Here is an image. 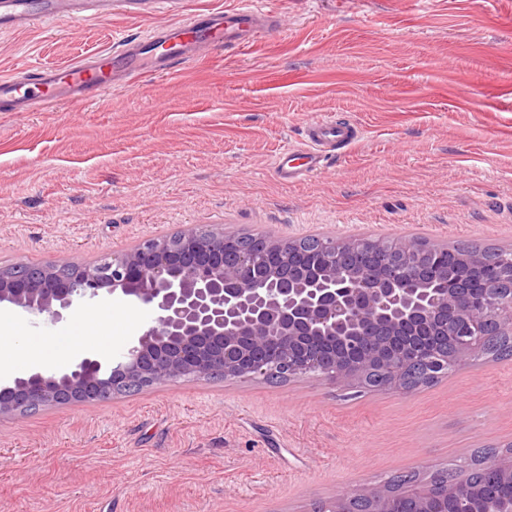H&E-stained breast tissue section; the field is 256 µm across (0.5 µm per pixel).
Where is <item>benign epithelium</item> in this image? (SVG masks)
Listing matches in <instances>:
<instances>
[{"instance_id": "obj_1", "label": "benign epithelium", "mask_w": 512, "mask_h": 512, "mask_svg": "<svg viewBox=\"0 0 512 512\" xmlns=\"http://www.w3.org/2000/svg\"><path fill=\"white\" fill-rule=\"evenodd\" d=\"M224 230L185 225L95 264L34 266L20 258L0 265V305L57 323L104 296L150 315L126 351L101 361L84 356L69 370H34L0 386V417L44 407L94 403L182 379L287 380L315 376L342 387L409 393L417 369L439 377L481 355L492 326L512 335V298L501 279L450 288L425 273L415 242L391 248L372 237H323L320 266L292 276L299 237H266L250 247ZM494 468L512 482V452ZM391 483L359 493L364 512H393ZM452 494L431 487L409 512H438ZM338 494L313 512H357Z\"/></svg>"}]
</instances>
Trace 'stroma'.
<instances>
[{"mask_svg": "<svg viewBox=\"0 0 512 512\" xmlns=\"http://www.w3.org/2000/svg\"><path fill=\"white\" fill-rule=\"evenodd\" d=\"M280 34L107 92L75 112H0V265L90 264L188 224L264 235L411 237L512 249V0H273ZM151 19L0 34V72L66 64ZM315 119L358 139L282 183ZM88 353L149 316L103 300ZM512 446V357L408 394L314 377L186 378L0 418V512H311L403 472Z\"/></svg>", "mask_w": 512, "mask_h": 512, "instance_id": "obj_1", "label": "stroma"}]
</instances>
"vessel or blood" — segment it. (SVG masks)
I'll list each match as a JSON object with an SVG mask.
<instances>
[{
	"label": "vessel or blood",
	"instance_id": "b4317fda",
	"mask_svg": "<svg viewBox=\"0 0 512 512\" xmlns=\"http://www.w3.org/2000/svg\"><path fill=\"white\" fill-rule=\"evenodd\" d=\"M116 17H153L157 23L79 61L1 74L0 110L36 112L62 104L78 111L102 88L129 87L158 74L177 76L186 61L208 58L221 49H247L288 25L283 10L264 6L262 0H234L191 12L185 0H0L1 34L35 32L59 21ZM355 137L352 123L312 121L305 129L304 148L275 155L274 172L283 183L300 181Z\"/></svg>",
	"mask_w": 512,
	"mask_h": 512
}]
</instances>
